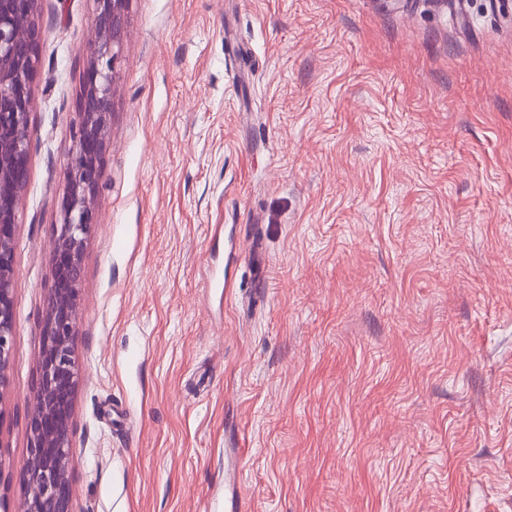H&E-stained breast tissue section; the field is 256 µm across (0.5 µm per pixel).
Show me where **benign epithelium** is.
Listing matches in <instances>:
<instances>
[{"label":"benign epithelium","instance_id":"7a95c632","mask_svg":"<svg viewBox=\"0 0 512 512\" xmlns=\"http://www.w3.org/2000/svg\"><path fill=\"white\" fill-rule=\"evenodd\" d=\"M95 40L90 73L76 106L73 144L65 161L61 222L52 244V279L42 325L39 376L30 448L21 467L31 494L16 512H69L73 448L72 394L80 370L74 336L80 313L84 244L94 226L92 208L110 120L116 64L122 53L129 0H92ZM39 0H0V393L8 386L15 315L16 278L12 228L27 182L30 84L39 62L41 33L34 16Z\"/></svg>","mask_w":512,"mask_h":512}]
</instances>
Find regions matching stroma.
<instances>
[{
  "mask_svg": "<svg viewBox=\"0 0 512 512\" xmlns=\"http://www.w3.org/2000/svg\"><path fill=\"white\" fill-rule=\"evenodd\" d=\"M35 20L9 507L93 4ZM95 199L71 512H224L230 462L248 512H512V0H130Z\"/></svg>",
  "mask_w": 512,
  "mask_h": 512,
  "instance_id": "stroma-1",
  "label": "stroma"
}]
</instances>
